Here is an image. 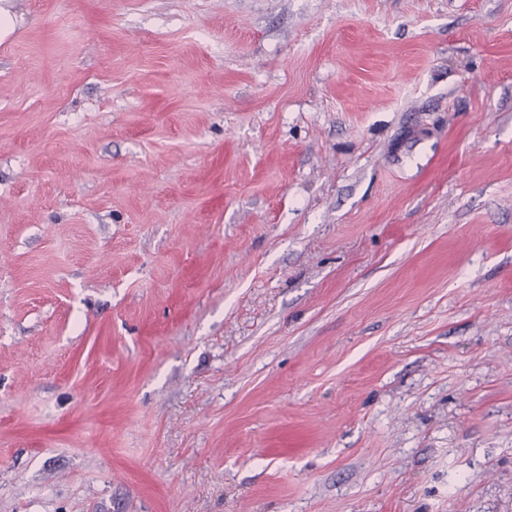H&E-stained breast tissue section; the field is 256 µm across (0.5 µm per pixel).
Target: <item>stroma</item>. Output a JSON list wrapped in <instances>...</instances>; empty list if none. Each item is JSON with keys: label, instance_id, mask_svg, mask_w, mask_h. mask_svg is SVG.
<instances>
[{"label": "stroma", "instance_id": "obj_1", "mask_svg": "<svg viewBox=\"0 0 512 512\" xmlns=\"http://www.w3.org/2000/svg\"><path fill=\"white\" fill-rule=\"evenodd\" d=\"M0 512H512V0H15Z\"/></svg>", "mask_w": 512, "mask_h": 512}]
</instances>
